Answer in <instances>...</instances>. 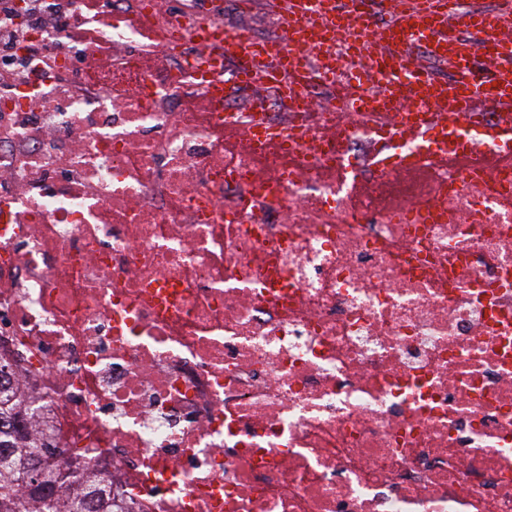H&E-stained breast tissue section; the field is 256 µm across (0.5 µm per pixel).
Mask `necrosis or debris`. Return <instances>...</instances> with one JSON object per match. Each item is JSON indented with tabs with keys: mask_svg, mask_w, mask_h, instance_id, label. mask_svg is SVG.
Listing matches in <instances>:
<instances>
[{
	"mask_svg": "<svg viewBox=\"0 0 512 512\" xmlns=\"http://www.w3.org/2000/svg\"><path fill=\"white\" fill-rule=\"evenodd\" d=\"M88 2L0 9V359L63 459L131 512H512V168L346 191L330 110L257 158L196 20L155 66L166 0Z\"/></svg>",
	"mask_w": 512,
	"mask_h": 512,
	"instance_id": "necrosis-or-debris-1",
	"label": "necrosis or debris"
}]
</instances>
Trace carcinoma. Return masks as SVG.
Segmentation results:
<instances>
[{"mask_svg": "<svg viewBox=\"0 0 512 512\" xmlns=\"http://www.w3.org/2000/svg\"><path fill=\"white\" fill-rule=\"evenodd\" d=\"M35 413L0 363V512H124L106 480L64 463L47 434L29 428Z\"/></svg>", "mask_w": 512, "mask_h": 512, "instance_id": "1", "label": "carcinoma"}]
</instances>
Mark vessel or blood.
I'll return each instance as SVG.
<instances>
[{
	"label": "vessel or blood",
	"instance_id": "vessel-or-blood-1",
	"mask_svg": "<svg viewBox=\"0 0 512 512\" xmlns=\"http://www.w3.org/2000/svg\"><path fill=\"white\" fill-rule=\"evenodd\" d=\"M303 11L292 28L283 29L271 41H258L246 25L218 29L204 25L201 42L223 39L225 54L245 58L265 54L275 57L278 70L270 75L275 94L288 99L292 111L315 112L319 106L308 93L323 74L312 62L311 49L301 48L302 33L315 23H325L327 32L346 47L390 44L394 52L387 66L373 65L351 74L340 87L336 100L351 98L354 112H385L371 159L383 172L399 174L413 170V156L400 153L405 136H413L420 151L435 165L456 167L459 173H488L491 166L512 162V125L490 126L491 151L460 145L466 128L487 125V114L503 99L512 98V84L477 68V56L487 62L512 57V43L499 42L482 49L475 32L492 24L493 17L457 8L456 0H413L406 17L376 20L369 0H303ZM454 21L459 32L455 52H448L441 29ZM451 62V81L437 79L431 66Z\"/></svg>",
	"mask_w": 512,
	"mask_h": 512
}]
</instances>
